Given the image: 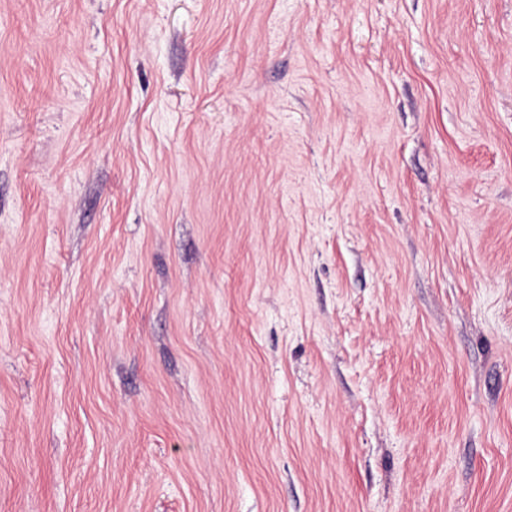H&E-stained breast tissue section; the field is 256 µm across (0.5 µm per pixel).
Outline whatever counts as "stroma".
<instances>
[{
	"mask_svg": "<svg viewBox=\"0 0 512 512\" xmlns=\"http://www.w3.org/2000/svg\"><path fill=\"white\" fill-rule=\"evenodd\" d=\"M0 512H512V0H0Z\"/></svg>",
	"mask_w": 512,
	"mask_h": 512,
	"instance_id": "stroma-1",
	"label": "stroma"
}]
</instances>
